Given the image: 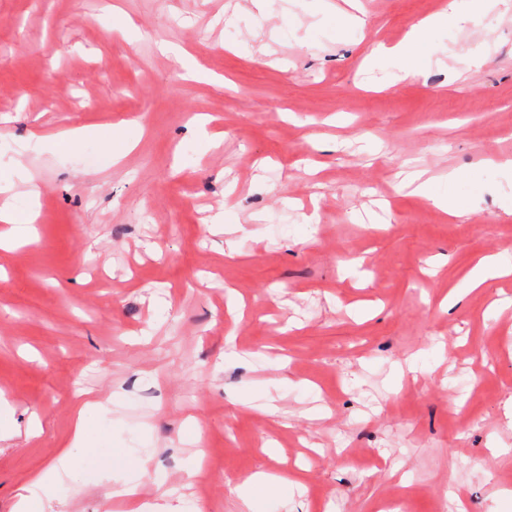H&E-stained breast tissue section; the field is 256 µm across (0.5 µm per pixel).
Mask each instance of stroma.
I'll use <instances>...</instances> for the list:
<instances>
[{
	"mask_svg": "<svg viewBox=\"0 0 512 512\" xmlns=\"http://www.w3.org/2000/svg\"><path fill=\"white\" fill-rule=\"evenodd\" d=\"M229 2L0 0V179L42 187L37 241L0 250V394L16 430L0 441V512L56 464L77 402L115 391L88 414L66 512H127L104 463L131 448L153 451L142 500L157 502L161 471L168 490L206 492L204 512H233L236 480L260 471L306 487L262 512H373L399 494L406 512H512V308L484 318L512 277L464 290L481 257L512 258L497 205L512 184L479 164L512 157V19L448 30L446 63L387 88L362 65L373 42H399L444 0H362L361 35L298 0L258 20L231 19ZM484 39L489 60L468 67ZM163 43L219 83L184 81ZM198 113L220 149L202 152ZM64 125L89 133L68 145ZM407 169L457 171L471 220L400 189ZM222 213L240 230L210 233ZM454 289L460 304L439 312ZM413 355L419 379L398 381ZM269 396L277 415L259 409Z\"/></svg>",
	"mask_w": 512,
	"mask_h": 512,
	"instance_id": "35a3bbf8",
	"label": "stroma"
}]
</instances>
